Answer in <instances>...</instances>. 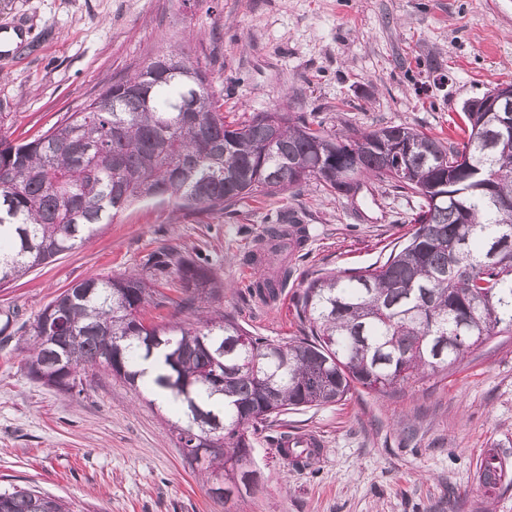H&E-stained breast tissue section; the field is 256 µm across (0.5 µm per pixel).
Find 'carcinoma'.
<instances>
[{"mask_svg": "<svg viewBox=\"0 0 512 512\" xmlns=\"http://www.w3.org/2000/svg\"><path fill=\"white\" fill-rule=\"evenodd\" d=\"M463 115L461 140L450 143L404 124L331 134L287 112L227 122L207 70L170 50L46 133L0 138L1 284L72 250L141 198L222 212L312 182L352 200L369 175L420 199L413 232L384 262L308 283L302 339L253 336L219 312L196 326L146 322L141 306L165 303L160 287L174 276L192 309L224 292L204 258L163 247L141 274L86 278L48 304L32 326L29 374L63 360L134 387L142 363L161 356L151 384L180 406L172 425L180 447L208 481L246 488L258 480L254 436L281 414L340 402L358 385L389 395L511 333L512 112H474L469 101ZM360 140L375 147L357 152ZM400 144L408 153L399 171L383 146ZM271 223L273 253L309 238L297 210ZM287 280L283 266L253 288L272 295ZM276 452L306 468L317 449ZM500 471L486 458L480 483L497 487ZM0 512L70 510L21 487L0 492Z\"/></svg>", "mask_w": 512, "mask_h": 512, "instance_id": "obj_1", "label": "carcinoma"}]
</instances>
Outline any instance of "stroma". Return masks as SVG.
Returning <instances> with one entry per match:
<instances>
[{"label":"stroma","instance_id":"1","mask_svg":"<svg viewBox=\"0 0 512 512\" xmlns=\"http://www.w3.org/2000/svg\"><path fill=\"white\" fill-rule=\"evenodd\" d=\"M171 46L206 64L227 119L280 108L332 133L395 123L445 139L465 103L512 83V0H0V136L45 133ZM285 208L304 213L310 238L287 259L268 255L265 268L245 264ZM418 208L373 179L351 201L309 186L218 213L142 199L0 284V491L29 486L70 512H512V486L478 477L490 448L512 483V334L396 393L359 387L288 411L255 438L256 486L228 500L179 448L171 411L102 373L66 395L26 368L28 332L50 302L85 278L138 272L163 246L207 258L225 285L215 310L252 335H304L307 283L386 260ZM283 261L291 275L278 298L252 296L261 271ZM286 432L321 439L309 468L278 456Z\"/></svg>","mask_w":512,"mask_h":512}]
</instances>
